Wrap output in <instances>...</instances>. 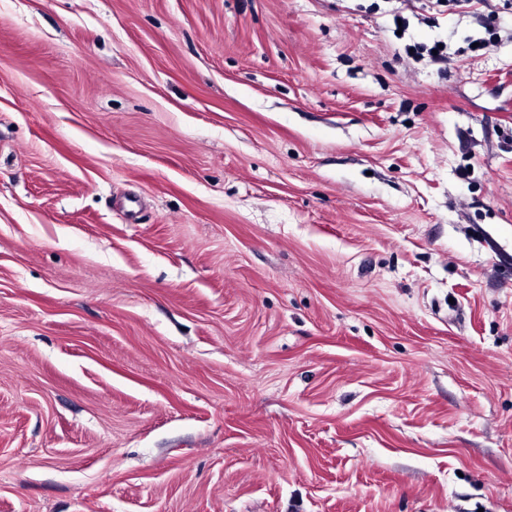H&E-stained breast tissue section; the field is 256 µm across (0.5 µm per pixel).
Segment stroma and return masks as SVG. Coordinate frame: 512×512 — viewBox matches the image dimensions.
I'll return each mask as SVG.
<instances>
[{
    "mask_svg": "<svg viewBox=\"0 0 512 512\" xmlns=\"http://www.w3.org/2000/svg\"><path fill=\"white\" fill-rule=\"evenodd\" d=\"M492 5L0 0V512H512Z\"/></svg>",
    "mask_w": 512,
    "mask_h": 512,
    "instance_id": "obj_1",
    "label": "stroma"
}]
</instances>
